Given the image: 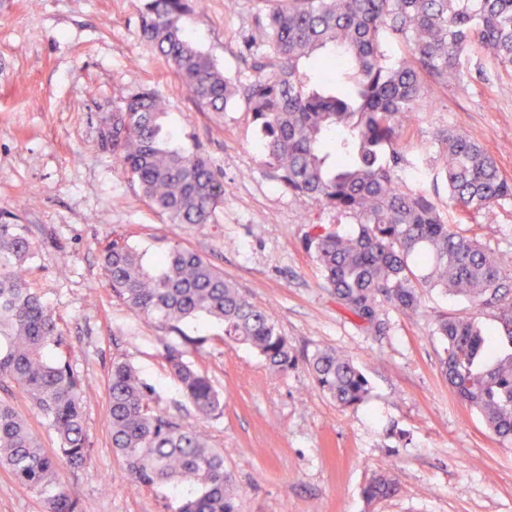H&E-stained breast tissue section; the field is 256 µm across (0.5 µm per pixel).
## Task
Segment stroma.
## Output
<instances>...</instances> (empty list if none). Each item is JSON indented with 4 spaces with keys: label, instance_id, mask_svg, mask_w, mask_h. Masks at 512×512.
Returning <instances> with one entry per match:
<instances>
[{
    "label": "stroma",
    "instance_id": "1",
    "mask_svg": "<svg viewBox=\"0 0 512 512\" xmlns=\"http://www.w3.org/2000/svg\"><path fill=\"white\" fill-rule=\"evenodd\" d=\"M141 0H0V224H22L34 246L33 288L69 343L73 367L95 391L86 407L90 462L64 480L83 512H169L170 487L127 488L126 465L107 431L113 360L134 364L161 408L180 414L224 451L237 512H512V450L460 403L441 373L440 314L476 315L467 302L427 289L416 314L390 313L375 337L324 288L302 245L308 224L334 217L283 191L260 166L262 136L244 103L200 111L165 61L140 36ZM267 0H202L186 27L231 79L262 44ZM167 103L174 143L203 149L224 174L214 223L171 224L99 146L114 103L142 87ZM469 133L512 179V73L471 52L461 76L413 116L401 143L408 169L423 167L426 191L464 234L478 233L512 258V203L476 218L448 204L438 137ZM125 238L146 263L178 243L206 257L250 301L267 308L296 351L334 348L371 388L357 408L340 409L314 386L305 364L270 372L246 345L225 340L217 323L184 331L206 337L190 361L224 397V413L199 420L161 354L173 335L113 297L102 248ZM390 469L398 493L368 506L362 488ZM38 495L0 469V512H42Z\"/></svg>",
    "mask_w": 512,
    "mask_h": 512
}]
</instances>
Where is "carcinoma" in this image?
<instances>
[{
	"label": "carcinoma",
	"instance_id": "cac0c4a2",
	"mask_svg": "<svg viewBox=\"0 0 512 512\" xmlns=\"http://www.w3.org/2000/svg\"><path fill=\"white\" fill-rule=\"evenodd\" d=\"M273 2L260 21L263 44L247 60L244 81L226 78L188 35L184 19L201 0H143L140 31L203 111L225 112L245 101L264 137L262 165L282 189L355 224L346 233L311 224L302 244L336 302L367 332L384 334L389 312L415 313L420 291L441 288L491 314L512 345V261L460 234L423 191L409 187L399 150L412 115L459 80L470 50L512 70V0ZM394 41L407 52L390 55ZM166 113L150 88L128 95L112 108V127L100 128L101 149L168 223L211 224L224 204V177L205 152L169 145ZM439 141L452 207L472 218L512 201V180L474 137L450 128ZM32 254L24 225L0 224V386L26 396L59 448L47 451L27 418L0 400V467L41 498L44 512H82L60 474L91 459L89 384L63 354L64 332L26 278ZM102 268L118 299L179 334L164 360L203 419L224 413V397L187 359L204 338L184 335L185 322H222L224 338L252 347L275 373L298 364L268 310L191 249L172 245L149 271L135 250L114 240L103 249ZM435 333L444 342L440 366L454 396L503 445H512V352L495 353V338L467 315L436 317ZM305 365L337 406L348 409L368 398L366 376L336 350L318 348ZM107 403L110 441L126 461L129 488L185 485L171 512H235L224 449L158 408L155 390L130 363L112 361ZM397 492L391 472L381 470L362 495L374 505Z\"/></svg>",
	"mask_w": 512,
	"mask_h": 512
}]
</instances>
